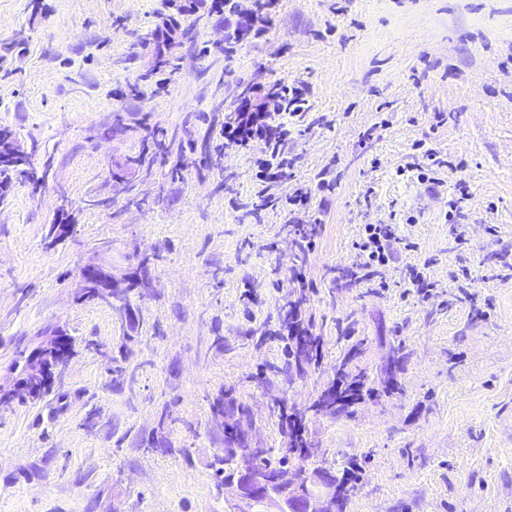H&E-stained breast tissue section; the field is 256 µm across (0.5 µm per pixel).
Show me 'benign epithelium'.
<instances>
[{
  "mask_svg": "<svg viewBox=\"0 0 512 512\" xmlns=\"http://www.w3.org/2000/svg\"><path fill=\"white\" fill-rule=\"evenodd\" d=\"M5 150L7 154L0 153L1 160H27L28 153L12 136L5 139ZM127 287L129 284L114 281L112 274L95 266L82 273V296L93 301H110ZM58 347L55 334L49 333L29 354L23 368L28 381L44 388L51 385L68 360L60 356ZM226 452L232 476L224 487L235 492V503L227 512H254L258 501L265 504L266 512H341L332 472L301 465L286 471L256 468L251 461L263 456L265 449L243 440L233 442Z\"/></svg>",
  "mask_w": 512,
  "mask_h": 512,
  "instance_id": "obj_1",
  "label": "benign epithelium"
}]
</instances>
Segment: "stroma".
Here are the masks:
<instances>
[{"mask_svg":"<svg viewBox=\"0 0 512 512\" xmlns=\"http://www.w3.org/2000/svg\"><path fill=\"white\" fill-rule=\"evenodd\" d=\"M163 9L0 0V130L43 176L0 197V387L46 330L76 340L48 392L0 406V512H225L219 397L251 409L263 448L292 439L280 409L301 417L310 466L354 467L346 512H512V279L487 234L512 239V0H279L231 50L223 19L192 17L159 96ZM277 79L309 87L297 177L336 178L300 295L284 216H245L254 164L217 141ZM421 141L453 163L437 183L404 168ZM391 218L415 248L388 275L426 265L428 303L342 285L362 225ZM54 224L72 230L52 247ZM87 265L132 290L81 299ZM294 297L320 363L272 335ZM345 372L376 397L321 410Z\"/></svg>","mask_w":512,"mask_h":512,"instance_id":"stroma-1","label":"stroma"}]
</instances>
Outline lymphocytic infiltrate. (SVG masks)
<instances>
[{
	"label": "lymphocytic infiltrate",
	"mask_w": 512,
	"mask_h": 512,
	"mask_svg": "<svg viewBox=\"0 0 512 512\" xmlns=\"http://www.w3.org/2000/svg\"><path fill=\"white\" fill-rule=\"evenodd\" d=\"M197 14L223 17L224 34L232 44L263 32L259 13L240 11L236 0H184L156 27V40L172 43L182 22ZM308 106L304 83L278 80L261 93L259 99H241L234 115L218 132L224 147L243 152L259 150L255 195L262 207L281 208L288 216L296 245L294 261L288 269V283L302 290L312 286L306 270L317 247V233L310 222L314 194L333 191L336 179L325 170L318 174L315 186L295 181L288 197H277L274 189L291 176L293 162L288 155V138L292 129L302 122ZM352 247L358 261L347 270L351 287L372 288L385 293L398 286L418 301L432 298L435 284L424 267L408 266L403 277L395 282L386 277V270L394 264L397 254L411 247L410 242L399 234L397 225H365Z\"/></svg>",
	"instance_id": "obj_1"
}]
</instances>
